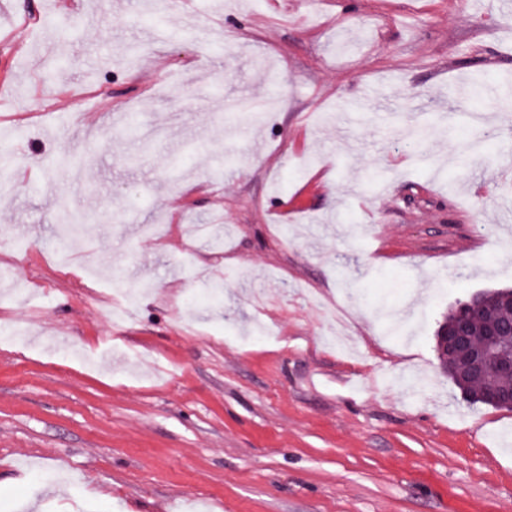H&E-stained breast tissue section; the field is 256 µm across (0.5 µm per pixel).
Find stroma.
I'll return each mask as SVG.
<instances>
[{
	"instance_id": "obj_1",
	"label": "stroma",
	"mask_w": 512,
	"mask_h": 512,
	"mask_svg": "<svg viewBox=\"0 0 512 512\" xmlns=\"http://www.w3.org/2000/svg\"><path fill=\"white\" fill-rule=\"evenodd\" d=\"M16 6L59 25L11 46L0 11V123L30 118L0 144V512H512V411L470 403L434 340L512 288V112L453 99L512 77V0H242L140 58L181 0ZM278 82L279 111H225Z\"/></svg>"
}]
</instances>
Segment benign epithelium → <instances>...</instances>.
<instances>
[{
	"mask_svg": "<svg viewBox=\"0 0 512 512\" xmlns=\"http://www.w3.org/2000/svg\"><path fill=\"white\" fill-rule=\"evenodd\" d=\"M511 306L493 297L476 294L459 320L445 322L435 336V349L443 370L453 381L479 378L488 370L511 380L491 382L470 399L499 409H512V332L504 334L501 309Z\"/></svg>",
	"mask_w": 512,
	"mask_h": 512,
	"instance_id": "7a95c632",
	"label": "benign epithelium"
}]
</instances>
